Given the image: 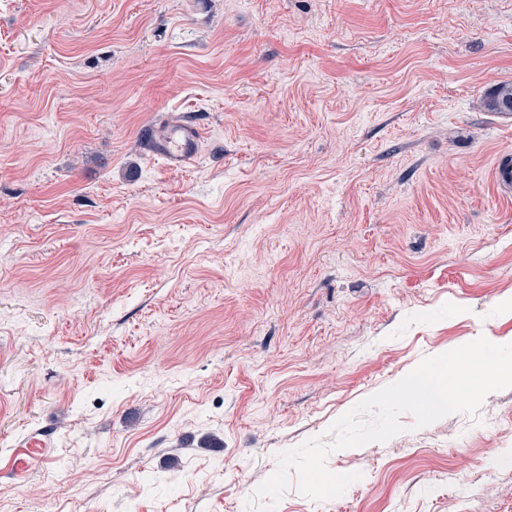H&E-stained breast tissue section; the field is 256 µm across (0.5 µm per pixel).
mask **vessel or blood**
I'll return each mask as SVG.
<instances>
[{"mask_svg":"<svg viewBox=\"0 0 512 512\" xmlns=\"http://www.w3.org/2000/svg\"><path fill=\"white\" fill-rule=\"evenodd\" d=\"M202 139V129L179 116L151 124L141 133L143 148L160 156L170 169L183 168L195 159Z\"/></svg>","mask_w":512,"mask_h":512,"instance_id":"obj_1","label":"vessel or blood"}]
</instances>
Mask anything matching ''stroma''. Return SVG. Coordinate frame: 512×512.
<instances>
[{
    "label": "stroma",
    "instance_id": "35a3bbf8",
    "mask_svg": "<svg viewBox=\"0 0 512 512\" xmlns=\"http://www.w3.org/2000/svg\"><path fill=\"white\" fill-rule=\"evenodd\" d=\"M512 0H0V512H247L422 359L512 343ZM204 130L169 170L140 132ZM274 512H512V388ZM482 105L486 112L512 114V84H496L489 87L482 96ZM510 114H500V117L512 120Z\"/></svg>",
    "mask_w": 512,
    "mask_h": 512
}]
</instances>
